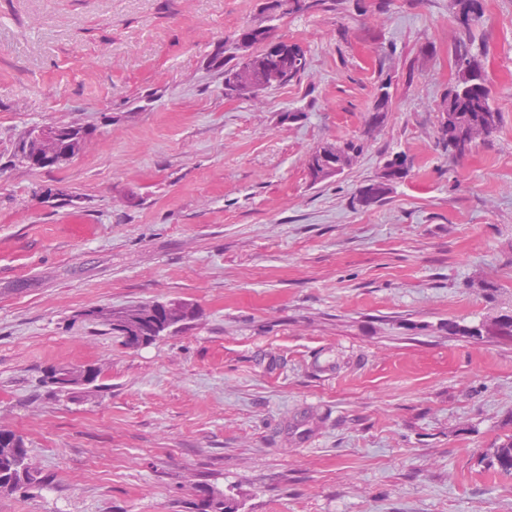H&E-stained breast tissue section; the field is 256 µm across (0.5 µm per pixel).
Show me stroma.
I'll list each match as a JSON object with an SVG mask.
<instances>
[{"label":"stroma","instance_id":"stroma-1","mask_svg":"<svg viewBox=\"0 0 512 512\" xmlns=\"http://www.w3.org/2000/svg\"><path fill=\"white\" fill-rule=\"evenodd\" d=\"M454 0H0V423L49 482L0 512H512L482 457L512 433V342L448 332L512 313V0L474 47L502 118L436 146L457 80ZM269 28L306 54L284 86L224 92V42ZM389 112L340 174L310 154ZM82 151L37 170L39 127ZM413 160L382 202L358 190ZM186 300L131 348L87 310ZM92 365L91 396L45 386ZM388 89V83L381 82L379 84L377 97L374 101L372 111L369 112L362 134L366 138H368L381 124H383L387 117L390 101V93ZM195 506L200 512H238L237 505L231 498L215 492H209Z\"/></svg>","mask_w":512,"mask_h":512}]
</instances>
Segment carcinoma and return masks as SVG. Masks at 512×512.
<instances>
[{"instance_id": "obj_1", "label": "carcinoma", "mask_w": 512, "mask_h": 512, "mask_svg": "<svg viewBox=\"0 0 512 512\" xmlns=\"http://www.w3.org/2000/svg\"><path fill=\"white\" fill-rule=\"evenodd\" d=\"M456 18L459 24V37L454 45V61L458 71L456 84L448 90L444 100L443 113L455 115V121L449 125L440 123L439 143L448 153L462 159L478 140L472 137V131L480 128L484 131L482 140H487L497 132L500 126V112L492 107L490 88L483 68L480 54L473 50L472 31L480 25L484 18L481 0H455ZM326 0H280L288 14H308L320 10ZM271 30L247 28L237 34L236 40L247 45L266 44V48L258 53L240 58L232 66L224 70V91L228 95L248 93L247 87L238 85V71L247 67L256 76L265 74L268 58L279 53V47L270 42ZM293 52L288 60L282 63L278 85H285L297 79L306 66L304 51L300 46L292 45ZM390 101L388 83L379 84L377 97L372 111L363 130V138L369 137L384 123ZM363 138L348 140L342 143L325 144L315 150L308 161V170L312 180H318L323 172L320 151L329 152L349 163L363 151ZM412 165L407 159L396 156L384 167V173L378 179L361 187L355 195L358 204L370 206L383 201L393 184L405 179ZM151 306V303L134 305L126 310L123 321H114L106 316L103 309H92L86 316L100 320L113 333L120 337L144 336L150 340L163 335L171 328L183 324L195 316L192 304L186 301H168L160 303L162 313H154L134 321V317ZM485 323L467 326L460 324L448 325L453 335L475 338L483 335ZM485 459L489 465L502 474L512 475V435L506 436L499 444L488 449ZM39 469L32 462L24 440L8 429L0 428V492L13 493L40 482ZM198 512H238L236 503L222 494H207L196 504Z\"/></svg>"}]
</instances>
